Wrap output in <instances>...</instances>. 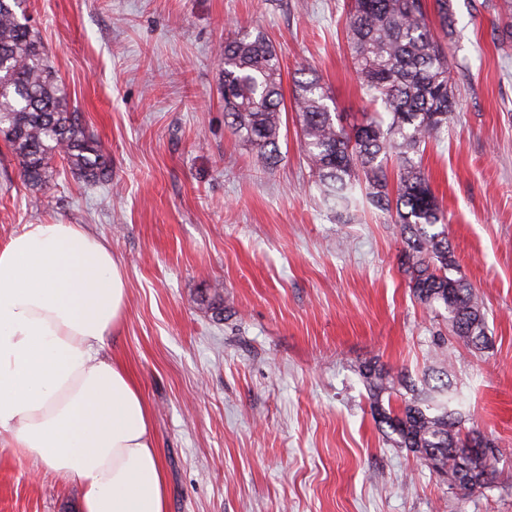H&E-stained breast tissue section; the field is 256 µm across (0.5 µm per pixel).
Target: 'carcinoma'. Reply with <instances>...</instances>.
<instances>
[{"label":"carcinoma","instance_id":"carcinoma-1","mask_svg":"<svg viewBox=\"0 0 512 512\" xmlns=\"http://www.w3.org/2000/svg\"><path fill=\"white\" fill-rule=\"evenodd\" d=\"M26 0H0V137L32 190L48 188L52 161L92 183L112 181L102 143L90 136L83 114L47 63L46 50L25 19ZM440 26L453 31L450 0H435ZM351 57L371 110L346 126L331 109L321 76L310 70L294 81L304 154L325 201L350 214L357 194L400 226L402 266L413 296L426 309L446 312L448 329L465 346L488 347L483 302L458 276L448 242L447 216L422 167V146L440 138L456 108L448 54L431 31L423 0H347ZM224 109L233 134L269 161L279 155L284 95L281 65L265 33L244 29L224 44ZM395 187H389L388 162ZM382 431L466 495L496 482L504 451L475 456L469 441L480 433L445 397L449 385L423 391L395 388L387 371H362Z\"/></svg>","mask_w":512,"mask_h":512}]
</instances>
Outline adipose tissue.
<instances>
[{"mask_svg":"<svg viewBox=\"0 0 512 512\" xmlns=\"http://www.w3.org/2000/svg\"><path fill=\"white\" fill-rule=\"evenodd\" d=\"M127 274L81 224H27L0 245V445L81 487L80 512H167L150 413L103 352Z\"/></svg>","mask_w":512,"mask_h":512,"instance_id":"1","label":"adipose tissue"}]
</instances>
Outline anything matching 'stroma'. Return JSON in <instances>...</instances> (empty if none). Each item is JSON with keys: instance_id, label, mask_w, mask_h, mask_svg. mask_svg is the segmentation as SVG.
Segmentation results:
<instances>
[{"instance_id": "35a3bbf8", "label": "stroma", "mask_w": 512, "mask_h": 512, "mask_svg": "<svg viewBox=\"0 0 512 512\" xmlns=\"http://www.w3.org/2000/svg\"><path fill=\"white\" fill-rule=\"evenodd\" d=\"M343 2L27 0L112 182L62 171L32 191L0 139V245L26 224H83L124 263L127 306L104 351L149 405L167 512H512V456L496 486L454 494L386 440L360 375L444 369L469 425L512 449V7L451 0L456 109L423 157L487 311L480 353L413 297L399 226L367 207L340 218L307 166L297 70L322 76L344 122L365 107ZM255 26L283 73L273 167L224 124L216 51ZM79 503L75 481L0 447V512Z\"/></svg>"}]
</instances>
